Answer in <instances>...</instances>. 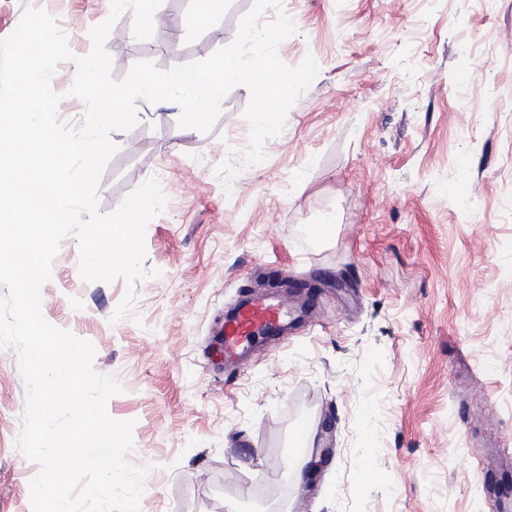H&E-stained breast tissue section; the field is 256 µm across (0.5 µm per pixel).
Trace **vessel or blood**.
<instances>
[{"label": "vessel or blood", "instance_id": "vessel-or-blood-1", "mask_svg": "<svg viewBox=\"0 0 512 512\" xmlns=\"http://www.w3.org/2000/svg\"><path fill=\"white\" fill-rule=\"evenodd\" d=\"M286 307L264 295L243 300L226 313L223 326L214 336L215 352L221 361L242 363L245 351L262 333L283 334L287 330Z\"/></svg>", "mask_w": 512, "mask_h": 512}]
</instances>
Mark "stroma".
I'll use <instances>...</instances> for the list:
<instances>
[{
	"label": "stroma",
	"mask_w": 512,
	"mask_h": 512,
	"mask_svg": "<svg viewBox=\"0 0 512 512\" xmlns=\"http://www.w3.org/2000/svg\"><path fill=\"white\" fill-rule=\"evenodd\" d=\"M161 10L149 39L132 13L105 48L121 79L229 45L253 0H224L202 29L195 0ZM295 33L278 47L319 72L245 164L248 87H233L210 131L180 108L136 105L111 135L101 212L149 178L167 197L145 232L127 289L79 273L66 237L41 311L90 341L93 368L123 387L110 417L133 421L129 461L147 468L140 512H492L512 499V0H282ZM49 12L74 56L110 0H56ZM468 69V84L458 83ZM76 67L51 78L58 114L77 124ZM330 223L323 239L313 226ZM279 271L303 317L286 341L257 343L216 371L213 332ZM25 385L0 349V512H32L38 463L17 448ZM311 418L303 480L288 448Z\"/></svg>",
	"instance_id": "1"
}]
</instances>
